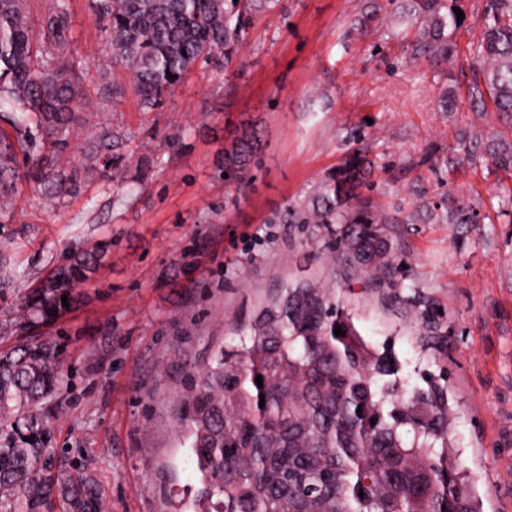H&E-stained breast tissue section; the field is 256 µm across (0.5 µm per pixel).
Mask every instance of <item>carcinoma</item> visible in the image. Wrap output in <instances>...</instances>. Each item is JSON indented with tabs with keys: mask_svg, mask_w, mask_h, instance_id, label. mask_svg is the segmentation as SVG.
Returning a JSON list of instances; mask_svg holds the SVG:
<instances>
[{
	"mask_svg": "<svg viewBox=\"0 0 512 512\" xmlns=\"http://www.w3.org/2000/svg\"><path fill=\"white\" fill-rule=\"evenodd\" d=\"M398 19L417 30L411 56L446 64L454 55L457 0H397ZM279 0H93L103 24L107 59L96 70L120 68L147 111L166 99L198 65H232L259 16ZM35 22L26 0H0V214L8 212L20 174L15 148L50 200L90 177L119 179L130 154L118 129L94 133L77 162L46 163L33 132L56 154L72 137L71 114L90 104L89 68L67 44L66 0H45ZM482 79L469 86L476 105L490 98L512 121V0H489L474 49ZM175 79H170V76ZM257 131L224 146L222 164L240 189L261 151ZM492 162L512 170V141L490 140ZM364 159L328 175L283 222L311 224L317 252L332 264L365 273L378 288H395L389 218L359 192ZM102 258L91 250L67 263L25 297L35 324L62 314V296L85 284ZM17 275L0 252V287ZM345 335L336 336L335 328ZM243 338L218 349L197 372L179 432L199 473L197 512H482L461 477L448 431V398L433 385L400 395L396 364L363 339L336 288L307 279L288 284L241 328ZM62 353L32 341L0 354V512H104L97 484L72 470L50 446L65 380ZM263 386H257L256 376ZM265 405H260V402ZM376 423H370V419ZM34 437L29 442L27 438Z\"/></svg>",
	"mask_w": 512,
	"mask_h": 512,
	"instance_id": "carcinoma-1",
	"label": "carcinoma"
}]
</instances>
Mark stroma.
<instances>
[{"label":"stroma","mask_w":512,"mask_h":512,"mask_svg":"<svg viewBox=\"0 0 512 512\" xmlns=\"http://www.w3.org/2000/svg\"><path fill=\"white\" fill-rule=\"evenodd\" d=\"M368 2L281 0L256 22L236 75L196 67L159 112L141 111L122 71L107 74L122 98L77 112L67 153L82 158L92 132L122 127L133 153L123 186L89 179L48 204L26 177L0 217V248L20 272L0 289V353L31 337L62 351L68 390L51 445L97 481L106 512H171V492L197 487L178 432L189 375L301 277L335 284L364 340L394 351L403 393L444 387L483 512H512V220L499 211L512 171L459 146L464 136L512 140V122L467 95L488 0H457L456 51L439 66L411 58L415 31L399 25L392 0L355 27ZM67 18L71 55L105 57L88 0H68ZM450 84L455 109L445 112ZM247 126L263 149L239 193L217 159ZM356 153L372 164L363 191L379 210L422 215L387 227L393 288L315 258L305 225L281 221ZM460 202L476 223H449ZM103 242L61 317L38 328L14 317L68 253Z\"/></svg>","instance_id":"obj_1"}]
</instances>
